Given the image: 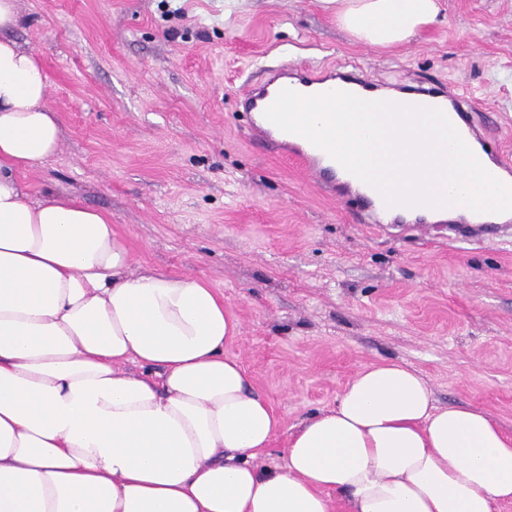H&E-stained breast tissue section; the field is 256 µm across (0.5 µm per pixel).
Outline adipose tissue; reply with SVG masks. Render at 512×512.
Masks as SVG:
<instances>
[{"label":"adipose tissue","instance_id":"ef3b65f1","mask_svg":"<svg viewBox=\"0 0 512 512\" xmlns=\"http://www.w3.org/2000/svg\"><path fill=\"white\" fill-rule=\"evenodd\" d=\"M388 48L438 0H321ZM0 0V512H492L512 500V436L439 408L417 372L363 366L334 407L254 460L281 417L226 355L240 324L211 283L130 272L112 220L75 196L32 199L60 146L37 56Z\"/></svg>","mask_w":512,"mask_h":512}]
</instances>
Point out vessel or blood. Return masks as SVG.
<instances>
[{"label": "vessel or blood", "mask_w": 512, "mask_h": 512, "mask_svg": "<svg viewBox=\"0 0 512 512\" xmlns=\"http://www.w3.org/2000/svg\"><path fill=\"white\" fill-rule=\"evenodd\" d=\"M288 87V72L281 69L270 78L251 85L241 98L249 134L253 139L267 144L274 152L292 158L307 170L317 186L327 195L355 203L357 210L355 221L359 224L387 223L393 211L387 208L379 193L354 175L338 177L336 166L330 161L329 154L312 143L290 145L288 132L269 121L265 112L278 94ZM409 104L424 105L441 109L473 150L477 159H488L498 169L512 173V153L504 151L493 143L482 127L471 116L473 97L464 90L451 86H437L419 89L410 94ZM511 224L512 217L507 215H478L472 219L448 218L449 230L465 235L480 230L483 225Z\"/></svg>", "instance_id": "obj_1"}]
</instances>
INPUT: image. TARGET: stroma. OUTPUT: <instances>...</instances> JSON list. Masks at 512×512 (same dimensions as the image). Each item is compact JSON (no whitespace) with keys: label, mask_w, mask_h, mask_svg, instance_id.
<instances>
[{"label":"stroma","mask_w":512,"mask_h":512,"mask_svg":"<svg viewBox=\"0 0 512 512\" xmlns=\"http://www.w3.org/2000/svg\"><path fill=\"white\" fill-rule=\"evenodd\" d=\"M440 6L379 50L320 0H20L11 36L40 58L62 130L30 195L78 196L111 216L131 271L192 273L223 295L240 324L226 351L283 419L259 464L282 463L292 428L381 360L512 434V229L354 223L239 114L265 69L331 62L389 87L459 85L512 152V0Z\"/></svg>","instance_id":"stroma-1"}]
</instances>
